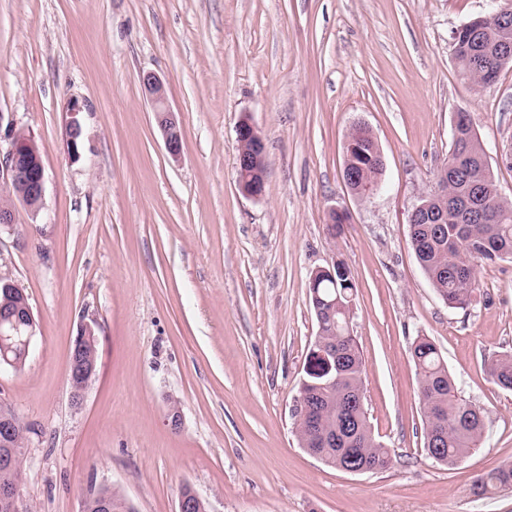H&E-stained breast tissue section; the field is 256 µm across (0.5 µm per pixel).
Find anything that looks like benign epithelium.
<instances>
[{
    "label": "benign epithelium",
    "mask_w": 512,
    "mask_h": 512,
    "mask_svg": "<svg viewBox=\"0 0 512 512\" xmlns=\"http://www.w3.org/2000/svg\"><path fill=\"white\" fill-rule=\"evenodd\" d=\"M484 19L505 26L512 20V3L505 0L503 4L486 14ZM142 89L154 112L157 125L162 133L168 154L176 158L182 152V132L180 124L167 104V94L162 80L152 72L141 78ZM81 105L74 101L68 108L66 132L70 133L67 141L74 142L77 136L73 132L82 131ZM237 139L251 138L253 150L248 155L237 156V183L240 191L252 198H259L265 193V144L253 124L242 120L236 129ZM468 171V178L473 186H479L480 175L471 166L463 164V160L448 159V165L442 167L437 176L436 187L431 193L433 197L442 198L446 195L445 186L450 180L457 179L460 170ZM44 167L41 159L30 160L25 145L15 136L8 137L6 145H0V191L11 194L29 210L41 207L44 197ZM500 198L488 200L482 194L463 201H448V207L461 212L466 220L482 222L496 211ZM412 224H438L440 218L429 211V203L422 202L414 207L410 215ZM97 375V366L86 365L79 361L68 369V381L71 389V404L82 405L84 393ZM16 415L0 405V447L6 449L4 457L20 455L19 440L15 437ZM21 485L16 483L0 484V512H23L20 508Z\"/></svg>",
    "instance_id": "7a95c632"
}]
</instances>
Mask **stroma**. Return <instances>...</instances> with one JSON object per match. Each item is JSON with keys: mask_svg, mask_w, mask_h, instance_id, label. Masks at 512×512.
<instances>
[{"mask_svg": "<svg viewBox=\"0 0 512 512\" xmlns=\"http://www.w3.org/2000/svg\"><path fill=\"white\" fill-rule=\"evenodd\" d=\"M494 4L0 0V113L33 136L45 172L39 212L0 224V274L35 320L24 365L0 370V403L28 429L24 512H81L101 483L137 512H177L186 486L209 512H512V490L475 489L512 460V391L489 372L512 353V259L479 265L469 307L451 309L409 238L459 110L512 200V66L477 91L451 47ZM147 72L180 123V159L145 99ZM245 118L267 149L258 200L236 181ZM357 123L385 160L366 199L343 179ZM335 208L347 224H330ZM335 262L356 285L369 423L393 459L380 473L326 466L300 446L291 414L317 333L309 278ZM85 323L98 373L77 410L68 367ZM419 336L485 416L481 445L453 467L423 449Z\"/></svg>", "mask_w": 512, "mask_h": 512, "instance_id": "obj_1", "label": "stroma"}]
</instances>
